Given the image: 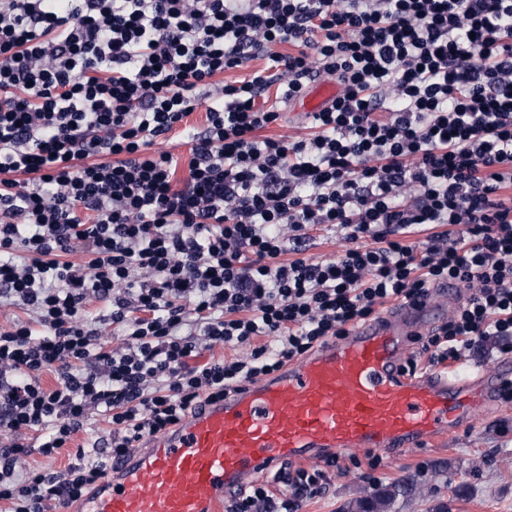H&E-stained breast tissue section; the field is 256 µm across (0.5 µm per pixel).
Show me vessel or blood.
Wrapping results in <instances>:
<instances>
[{
    "instance_id": "b4317fda",
    "label": "vessel or blood",
    "mask_w": 512,
    "mask_h": 512,
    "mask_svg": "<svg viewBox=\"0 0 512 512\" xmlns=\"http://www.w3.org/2000/svg\"><path fill=\"white\" fill-rule=\"evenodd\" d=\"M339 92L320 82L294 106L318 112ZM446 307L402 305L274 374L206 403L141 455L111 470L78 512H223L261 467L356 448H414L454 432L477 405L493 404L497 375L463 368L412 376L402 355Z\"/></svg>"
}]
</instances>
